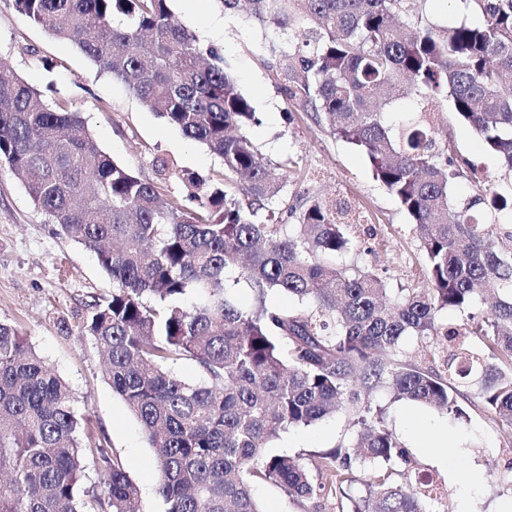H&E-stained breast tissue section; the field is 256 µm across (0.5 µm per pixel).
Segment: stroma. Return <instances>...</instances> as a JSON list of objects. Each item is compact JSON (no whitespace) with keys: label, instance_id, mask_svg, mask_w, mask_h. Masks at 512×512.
<instances>
[{"label":"stroma","instance_id":"stroma-1","mask_svg":"<svg viewBox=\"0 0 512 512\" xmlns=\"http://www.w3.org/2000/svg\"><path fill=\"white\" fill-rule=\"evenodd\" d=\"M169 5L175 22L191 29L201 45L215 47L223 55L239 89L260 116L247 134L263 157L274 164L291 159V167L279 172L283 200L291 205L306 197L351 202L374 234L357 238L342 263L375 269L394 290L417 287L423 256L410 218L373 178L359 150L334 138L302 104L279 92L271 68L274 34L245 13L226 12L220 0H195L190 16L181 0H170ZM0 60L34 88L54 86L47 97L49 106L80 113L99 146L117 162L148 179L156 178L159 162H166L164 185L169 197L185 195L183 173H195L208 183L222 178V159L149 112L73 44L26 21L13 0H0ZM443 120L458 154L474 163L482 186L512 179L471 127L453 121L448 113ZM52 229L32 204L22 180L0 166V322L15 326L70 385L78 415L93 434L107 438L139 485V512H162L155 492V454L137 420L113 393L93 341L82 332L86 305L111 294L112 280L92 252ZM373 399L385 408L386 422L405 444L415 471L439 485L441 493L433 502L438 512H500L502 503L512 499V475L506 470L512 461V430L483 412L474 390L464 392L467 416L460 420L430 407L391 402L383 387ZM351 431L350 419L339 413L291 429L270 451L299 455L308 463ZM360 490L355 483L347 495H325L300 505L273 484L254 486L266 512H350L349 498Z\"/></svg>","mask_w":512,"mask_h":512}]
</instances>
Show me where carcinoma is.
Wrapping results in <instances>:
<instances>
[{
  "label": "carcinoma",
  "mask_w": 512,
  "mask_h": 512,
  "mask_svg": "<svg viewBox=\"0 0 512 512\" xmlns=\"http://www.w3.org/2000/svg\"><path fill=\"white\" fill-rule=\"evenodd\" d=\"M278 38L280 92L368 160L412 220L424 257L419 288L390 294L373 269L338 266L360 214L346 201L308 200L297 222L283 185L247 135L259 123L213 48L172 20L169 0H14L49 36L67 40L169 125L224 162L223 182L187 194L112 160L77 112L49 107L0 74V165L55 226L112 278L86 306L113 391L157 454L164 512H263L253 482L296 503L342 489L368 471L351 512H429L433 482L413 475L373 391L460 419V386L512 429V186L454 199L471 163L440 139L438 111L479 135L512 173V0H463L482 17L434 24L422 0L241 2ZM126 17L113 25L115 14ZM409 95L396 128L382 109ZM250 288L243 307L235 290ZM295 302L280 307L270 297ZM466 316L459 327L441 313ZM407 338L441 339L444 370L402 358ZM189 361L200 378L175 366ZM344 411L357 430L309 467L268 448L290 428ZM101 512H134L139 487L88 431L71 390L10 325L0 323V512H81L86 456ZM402 464L398 470L395 465Z\"/></svg>",
  "instance_id": "obj_1"
}]
</instances>
